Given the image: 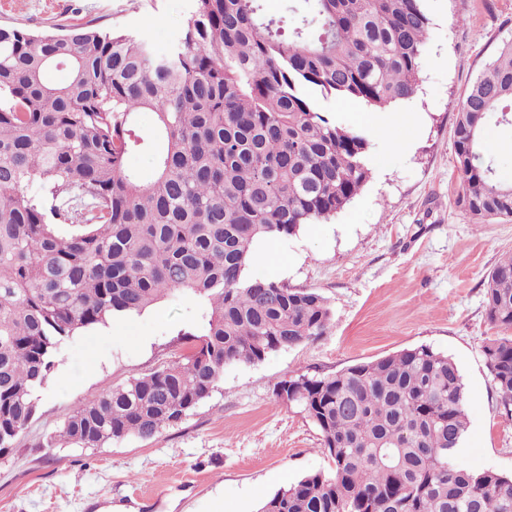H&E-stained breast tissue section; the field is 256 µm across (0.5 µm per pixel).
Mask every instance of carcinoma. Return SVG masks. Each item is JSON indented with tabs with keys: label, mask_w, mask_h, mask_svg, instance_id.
Segmentation results:
<instances>
[{
	"label": "carcinoma",
	"mask_w": 512,
	"mask_h": 512,
	"mask_svg": "<svg viewBox=\"0 0 512 512\" xmlns=\"http://www.w3.org/2000/svg\"><path fill=\"white\" fill-rule=\"evenodd\" d=\"M192 0L165 54L88 23L0 27V459L36 414L74 337L178 295L197 303L181 359L75 406L48 448L150 439L209 397L237 363L323 335L314 290L247 274L255 244L327 221L370 177L366 136L315 96L385 110L419 85L424 0ZM154 115L150 134L136 116ZM512 122V42L466 90L454 126L462 201L512 216V184L481 153L490 115ZM165 148L151 181L126 166ZM38 181L39 189L27 191ZM488 321L512 331V254L488 273ZM512 420V336L483 346ZM332 460L259 512H512V477L457 459L462 375L445 353L404 349L275 386Z\"/></svg>",
	"instance_id": "carcinoma-1"
}]
</instances>
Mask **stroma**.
<instances>
[{"instance_id": "stroma-1", "label": "stroma", "mask_w": 512, "mask_h": 512, "mask_svg": "<svg viewBox=\"0 0 512 512\" xmlns=\"http://www.w3.org/2000/svg\"><path fill=\"white\" fill-rule=\"evenodd\" d=\"M192 0H0V26L33 32L70 22L137 33L164 53ZM430 28L416 94L379 110L323 101L327 115L361 113L371 175L330 220L276 239L287 269L249 275L319 292L332 320L323 336L224 371L210 397L150 439L101 448H49L79 403L177 360L197 316L178 297L77 336L59 359L34 418L0 459V512H257L280 488L330 472L318 429L275 395L277 382L325 376L427 345L458 365L468 429L459 457L474 470L512 475L507 421L483 345L500 336L487 317V275L512 252V217L476 223L460 197L454 124L465 89L512 41V0H426ZM421 112L422 126L391 120ZM483 151L512 183V125L490 119Z\"/></svg>"}]
</instances>
